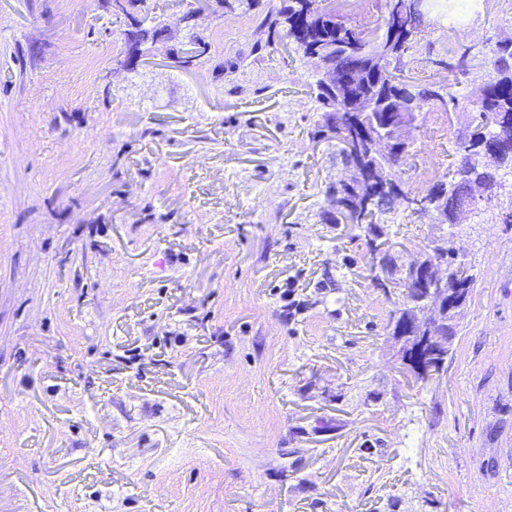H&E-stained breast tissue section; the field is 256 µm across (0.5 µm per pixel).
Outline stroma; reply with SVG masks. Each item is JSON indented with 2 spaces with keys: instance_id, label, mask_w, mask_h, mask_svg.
<instances>
[{
  "instance_id": "35a3bbf8",
  "label": "stroma",
  "mask_w": 512,
  "mask_h": 512,
  "mask_svg": "<svg viewBox=\"0 0 512 512\" xmlns=\"http://www.w3.org/2000/svg\"><path fill=\"white\" fill-rule=\"evenodd\" d=\"M271 5L211 0L209 61L166 37L121 72L112 0H0V512H512V175L455 226L386 216L391 255L477 275L417 379L355 228L322 221L336 141ZM508 36L512 0L439 6L409 80ZM469 118L424 116L409 183Z\"/></svg>"
}]
</instances>
